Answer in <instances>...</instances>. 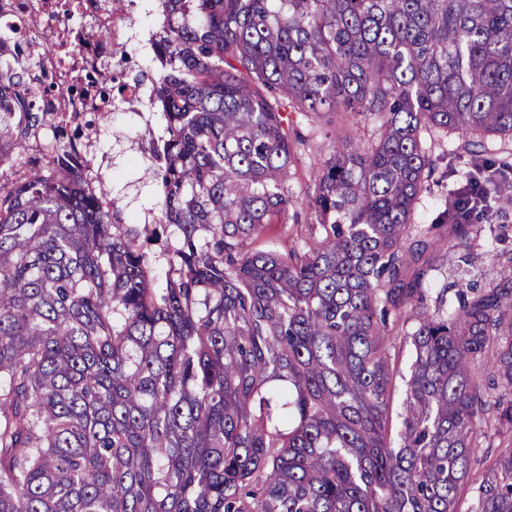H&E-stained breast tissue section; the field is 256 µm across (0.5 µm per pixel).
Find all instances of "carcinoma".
<instances>
[{"instance_id": "1", "label": "carcinoma", "mask_w": 512, "mask_h": 512, "mask_svg": "<svg viewBox=\"0 0 512 512\" xmlns=\"http://www.w3.org/2000/svg\"><path fill=\"white\" fill-rule=\"evenodd\" d=\"M156 2L140 223L87 184L86 113L0 72V170L42 127L59 142L0 177V512H460L468 485L467 512H512V247L485 287L429 279L506 238L480 220L489 192L512 210L486 157L512 140V0ZM323 114L300 198L296 126ZM426 133L482 174L416 227ZM298 205L315 223L282 252ZM476 448L497 449L479 478ZM325 120L310 124L304 121L298 127L308 141L305 151L295 163V170L292 171L289 184L300 197L314 189L318 177V168L314 165V160L327 158L332 153L333 143L330 137L332 128L326 125Z\"/></svg>"}]
</instances>
